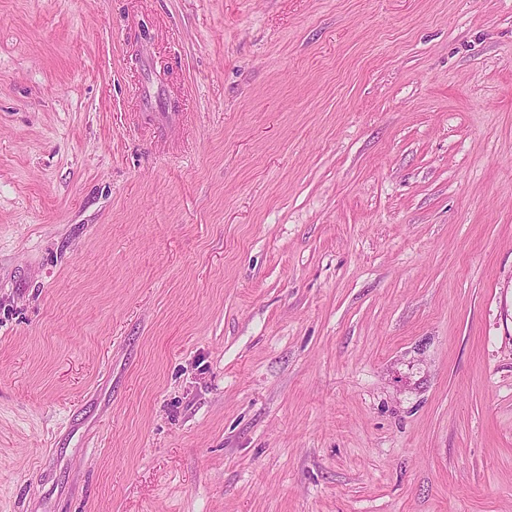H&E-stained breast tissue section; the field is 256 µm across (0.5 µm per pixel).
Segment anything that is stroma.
<instances>
[{"label": "stroma", "mask_w": 512, "mask_h": 512, "mask_svg": "<svg viewBox=\"0 0 512 512\" xmlns=\"http://www.w3.org/2000/svg\"><path fill=\"white\" fill-rule=\"evenodd\" d=\"M0 512H512V0H0Z\"/></svg>", "instance_id": "obj_1"}]
</instances>
